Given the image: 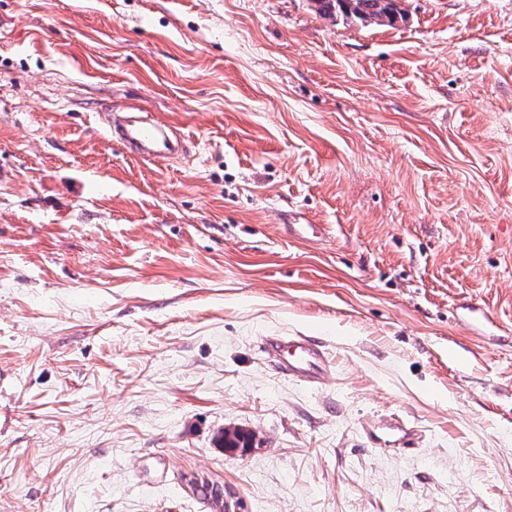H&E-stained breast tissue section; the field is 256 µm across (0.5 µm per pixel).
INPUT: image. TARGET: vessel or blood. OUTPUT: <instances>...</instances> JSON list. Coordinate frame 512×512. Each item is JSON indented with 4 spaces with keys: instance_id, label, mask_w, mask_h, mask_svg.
<instances>
[{
    "instance_id": "1",
    "label": "vessel or blood",
    "mask_w": 512,
    "mask_h": 512,
    "mask_svg": "<svg viewBox=\"0 0 512 512\" xmlns=\"http://www.w3.org/2000/svg\"><path fill=\"white\" fill-rule=\"evenodd\" d=\"M118 132L146 160L163 158L171 149L156 127L131 122L119 126ZM264 348L270 357L277 359L282 373L312 386L319 385L329 369L324 349L308 336L269 337L264 341Z\"/></svg>"
}]
</instances>
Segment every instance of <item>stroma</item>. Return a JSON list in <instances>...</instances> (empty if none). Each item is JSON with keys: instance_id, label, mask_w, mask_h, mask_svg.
Returning a JSON list of instances; mask_svg holds the SVG:
<instances>
[{"instance_id": "35a3bbf8", "label": "stroma", "mask_w": 512, "mask_h": 512, "mask_svg": "<svg viewBox=\"0 0 512 512\" xmlns=\"http://www.w3.org/2000/svg\"><path fill=\"white\" fill-rule=\"evenodd\" d=\"M400 4L0 0V512H512V0ZM320 10L354 17L363 23L383 25L393 22L400 15L395 0H314ZM115 128L121 138L143 159L155 161L160 158H169L166 152L171 150V146L162 136V131L159 128L136 125L132 122L116 125ZM264 348L277 360L282 373L308 385H319L329 369L324 349L310 336L269 337L264 340ZM285 348L288 358L281 360Z\"/></svg>"}]
</instances>
